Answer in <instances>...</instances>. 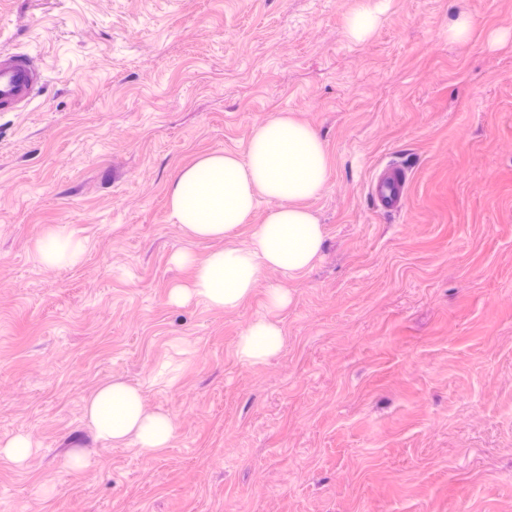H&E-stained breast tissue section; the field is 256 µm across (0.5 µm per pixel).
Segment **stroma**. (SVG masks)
<instances>
[{
	"instance_id": "1",
	"label": "stroma",
	"mask_w": 512,
	"mask_h": 512,
	"mask_svg": "<svg viewBox=\"0 0 512 512\" xmlns=\"http://www.w3.org/2000/svg\"><path fill=\"white\" fill-rule=\"evenodd\" d=\"M0 0V50L48 81L0 112V512H512V0ZM470 35L448 38L458 14ZM278 112L329 177L320 256L209 307L171 224L179 167ZM403 166L408 200L366 191ZM65 230V255L39 249ZM271 318L279 349L246 362ZM138 388L177 426L146 456L84 417ZM281 330L272 321L259 319L246 331L238 354L245 361L262 359L275 352L281 344Z\"/></svg>"
}]
</instances>
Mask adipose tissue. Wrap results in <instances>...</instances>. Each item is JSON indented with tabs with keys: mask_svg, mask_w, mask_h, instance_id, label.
<instances>
[{
	"mask_svg": "<svg viewBox=\"0 0 512 512\" xmlns=\"http://www.w3.org/2000/svg\"><path fill=\"white\" fill-rule=\"evenodd\" d=\"M328 180L324 143L318 133L291 113L279 112L253 125L244 151L225 150L179 169L169 190L168 219L192 239L224 240L197 267L193 294L205 304L238 306L268 272L282 280L270 285L272 308L289 302L285 280L320 255L325 234L307 200ZM267 201L260 224L251 217ZM251 224L240 236L243 224ZM281 330L260 319L246 331L238 354L255 361L275 352ZM84 417L97 433L116 445L150 455L167 447L176 432L165 414L146 411L139 392L123 383L97 388L85 401Z\"/></svg>",
	"mask_w": 512,
	"mask_h": 512,
	"instance_id": "adipose-tissue-1",
	"label": "adipose tissue"
}]
</instances>
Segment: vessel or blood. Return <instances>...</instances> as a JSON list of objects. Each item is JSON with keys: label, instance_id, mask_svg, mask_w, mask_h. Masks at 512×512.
I'll use <instances>...</instances> for the list:
<instances>
[{"label": "vessel or blood", "instance_id": "obj_1", "mask_svg": "<svg viewBox=\"0 0 512 512\" xmlns=\"http://www.w3.org/2000/svg\"><path fill=\"white\" fill-rule=\"evenodd\" d=\"M45 71L29 55L0 51V112H22L29 108L45 83ZM369 194L385 212L402 211L407 197V177L397 166L375 176Z\"/></svg>", "mask_w": 512, "mask_h": 512}]
</instances>
